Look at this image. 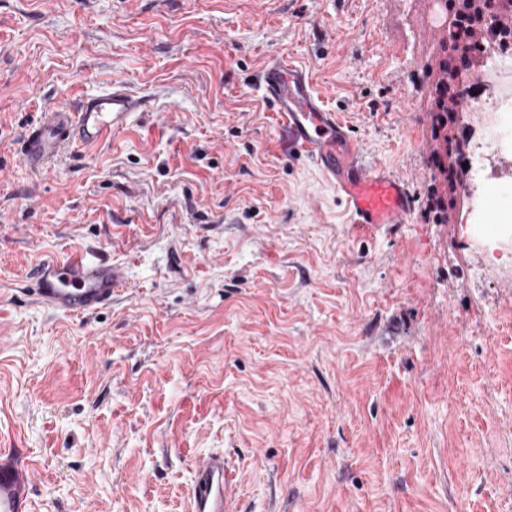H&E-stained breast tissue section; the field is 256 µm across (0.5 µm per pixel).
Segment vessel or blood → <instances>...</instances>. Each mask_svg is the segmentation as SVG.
<instances>
[{
    "instance_id": "obj_1",
    "label": "vessel or blood",
    "mask_w": 512,
    "mask_h": 512,
    "mask_svg": "<svg viewBox=\"0 0 512 512\" xmlns=\"http://www.w3.org/2000/svg\"><path fill=\"white\" fill-rule=\"evenodd\" d=\"M262 87L287 134L290 152L311 158L342 196L353 223L401 224L413 208L408 183L395 172L368 166L360 144L336 113L328 110L303 67L276 57L265 66ZM145 100L119 80L103 92L81 96L74 111L58 110L34 124L22 141V157L32 169L54 159L64 145H95L124 131ZM111 261L84 250L42 264L30 294L63 315L87 316L112 302L121 287ZM238 476L222 452L195 467L190 512H232L231 490ZM35 473L16 449L0 450V512H34Z\"/></svg>"
}]
</instances>
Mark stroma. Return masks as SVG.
<instances>
[{
  "label": "stroma",
  "instance_id": "obj_1",
  "mask_svg": "<svg viewBox=\"0 0 512 512\" xmlns=\"http://www.w3.org/2000/svg\"><path fill=\"white\" fill-rule=\"evenodd\" d=\"M418 0H0V448L36 512H189L195 465H235L236 512H512V112L439 100L444 34ZM312 75L403 224H354L285 134L261 74ZM146 110L44 169L43 113L113 80ZM503 135L484 145L487 122ZM78 248L111 306L28 288ZM121 286L115 264L88 251L73 250L63 260L42 264L28 291L60 314L87 316L112 304Z\"/></svg>",
  "mask_w": 512,
  "mask_h": 512
}]
</instances>
